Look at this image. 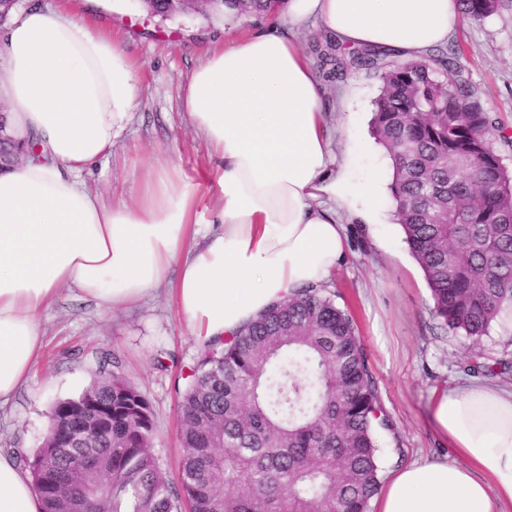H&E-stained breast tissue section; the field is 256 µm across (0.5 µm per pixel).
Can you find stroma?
<instances>
[{
  "label": "stroma",
  "mask_w": 512,
  "mask_h": 512,
  "mask_svg": "<svg viewBox=\"0 0 512 512\" xmlns=\"http://www.w3.org/2000/svg\"><path fill=\"white\" fill-rule=\"evenodd\" d=\"M274 21L271 15L161 20L147 16L138 0H115L112 8L90 16L92 26L123 44L141 81L127 131L113 144L111 158L86 176L87 187L135 201L142 185L139 162L153 153L190 174L210 167L208 149L181 109L182 87L215 45ZM450 40L463 47L462 63L486 109L512 130V7L482 20L461 18ZM379 87L376 76L358 71L325 90L333 151L341 159L361 149L365 170L389 167L385 149L370 143ZM345 229L347 257L327 289L352 314L394 423L393 433L380 438L384 470L454 458L430 419L432 396L466 381L460 363L474 345L464 334L437 329L430 288L403 242L392 208L381 212L378 223L354 219ZM43 323L44 347L29 381L0 408V453L32 457L48 429L52 403L77 396L99 370L117 363L148 397L155 423L151 451L168 481L179 484L177 403L200 349L172 289L116 311L66 289L44 313Z\"/></svg>",
  "instance_id": "stroma-1"
}]
</instances>
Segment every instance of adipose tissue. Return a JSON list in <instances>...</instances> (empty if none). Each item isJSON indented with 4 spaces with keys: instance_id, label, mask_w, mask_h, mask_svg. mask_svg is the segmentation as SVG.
<instances>
[{
    "instance_id": "obj_1",
    "label": "adipose tissue",
    "mask_w": 512,
    "mask_h": 512,
    "mask_svg": "<svg viewBox=\"0 0 512 512\" xmlns=\"http://www.w3.org/2000/svg\"><path fill=\"white\" fill-rule=\"evenodd\" d=\"M100 5L32 7L0 36V102L16 138L38 143L22 165L0 169V406L28 382L42 315L62 289L115 310L174 285L203 347L324 286L346 256L343 216L372 222L385 188L381 174L355 181L336 169L323 90L296 31L319 23L340 44L414 58L447 43L461 16L458 0H284L281 25L219 44L184 86L214 169L202 179L149 157L131 204L83 181L111 156L139 90L124 47L85 20ZM206 180L219 188L211 218ZM431 418L455 459L396 469L378 512H512V385L442 390ZM0 512H42L28 475L2 454Z\"/></svg>"
}]
</instances>
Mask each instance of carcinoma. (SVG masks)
<instances>
[{
  "label": "carcinoma",
  "instance_id": "cac0c4a2",
  "mask_svg": "<svg viewBox=\"0 0 512 512\" xmlns=\"http://www.w3.org/2000/svg\"><path fill=\"white\" fill-rule=\"evenodd\" d=\"M459 2L463 16L481 20L504 0ZM271 5L226 3L237 16ZM312 52L328 83L353 69L379 76L371 130L393 162L397 223L432 291L437 328L478 343L512 308V174L492 146L504 128L465 76L460 47L402 59L327 36ZM461 369L512 378V361L489 363L475 350ZM82 399L112 401V429L88 425L84 447L42 445L25 461L42 512H75L81 500L99 512H368L381 484L380 433L392 430L353 319L323 287L271 306L189 367L178 490L151 453L150 401L119 366L56 400L49 428L72 426L70 408ZM82 453L112 457V473L75 475Z\"/></svg>",
  "mask_w": 512,
  "mask_h": 512
}]
</instances>
